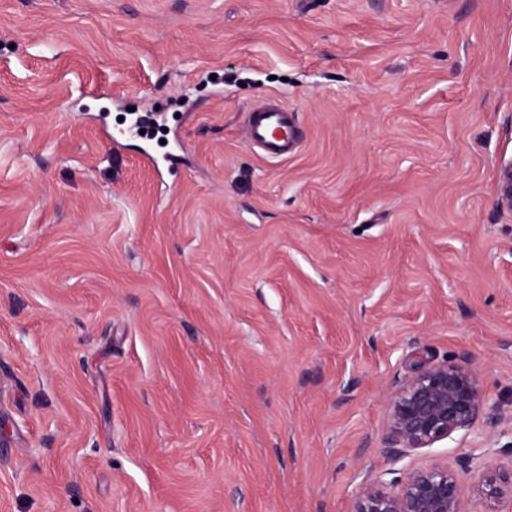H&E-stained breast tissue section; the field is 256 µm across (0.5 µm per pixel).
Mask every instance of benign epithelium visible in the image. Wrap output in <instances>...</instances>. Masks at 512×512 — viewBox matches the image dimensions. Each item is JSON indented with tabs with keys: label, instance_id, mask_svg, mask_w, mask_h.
I'll return each instance as SVG.
<instances>
[{
	"label": "benign epithelium",
	"instance_id": "7a95c632",
	"mask_svg": "<svg viewBox=\"0 0 512 512\" xmlns=\"http://www.w3.org/2000/svg\"><path fill=\"white\" fill-rule=\"evenodd\" d=\"M500 209L512 214V160L501 165L497 182ZM487 404L479 371L470 363L446 360L419 371L390 398L389 447L394 463L406 451L429 448L459 431H469ZM469 476L484 512H512V469L505 470L488 449L458 472L441 462L407 468L389 483L363 481L352 512H464L463 476Z\"/></svg>",
	"mask_w": 512,
	"mask_h": 512
}]
</instances>
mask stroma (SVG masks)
Masks as SVG:
<instances>
[{
	"label": "stroma",
	"instance_id": "35a3bbf8",
	"mask_svg": "<svg viewBox=\"0 0 512 512\" xmlns=\"http://www.w3.org/2000/svg\"><path fill=\"white\" fill-rule=\"evenodd\" d=\"M510 158L512 0H0V512H350L449 358L408 464L512 444ZM245 112V135L252 147L269 159L286 160L296 152L300 131L294 109L277 97H268ZM498 204L512 216V160L500 167L497 182ZM487 404L479 371L445 360L419 371L390 398L388 448H429L452 434L468 432ZM395 451V464L406 456Z\"/></svg>",
	"mask_w": 512,
	"mask_h": 512
}]
</instances>
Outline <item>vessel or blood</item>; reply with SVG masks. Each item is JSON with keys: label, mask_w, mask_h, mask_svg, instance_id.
<instances>
[{"label": "vessel or blood", "mask_w": 512, "mask_h": 512, "mask_svg": "<svg viewBox=\"0 0 512 512\" xmlns=\"http://www.w3.org/2000/svg\"><path fill=\"white\" fill-rule=\"evenodd\" d=\"M245 135L249 144L267 158L285 160L300 144V131L294 110L276 97H268L246 111Z\"/></svg>", "instance_id": "vessel-or-blood-1"}]
</instances>
